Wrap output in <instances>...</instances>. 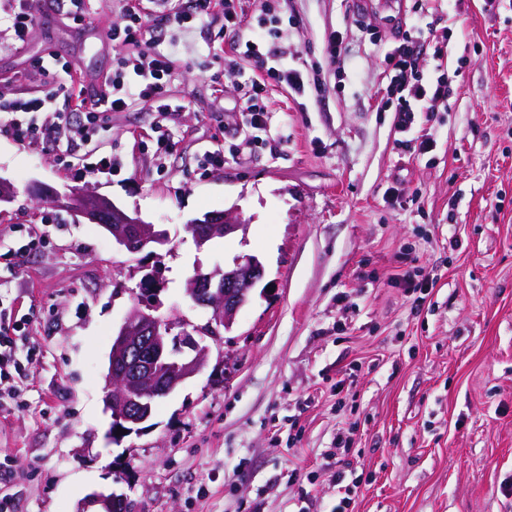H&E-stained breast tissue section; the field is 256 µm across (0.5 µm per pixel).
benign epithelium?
Segmentation results:
<instances>
[{"label":"benign epithelium","instance_id":"benign-epithelium-1","mask_svg":"<svg viewBox=\"0 0 512 512\" xmlns=\"http://www.w3.org/2000/svg\"><path fill=\"white\" fill-rule=\"evenodd\" d=\"M30 193L100 225L112 242L128 253L168 242L165 232L91 190L61 194L51 187L35 185ZM192 224L200 247L216 237L246 232V226L231 212L207 214ZM264 276L263 265L252 256L238 259L231 266L217 265L207 273L196 272L188 280L186 293L194 304L210 308L212 314L205 326L194 328L192 333L185 329L173 333L174 323L153 314L148 302L133 309L113 334L105 374V406L111 412L113 440L140 431V425L152 418L162 398L206 368L210 347L204 338L216 340L220 331L232 329L237 313ZM90 503L98 507L97 512H131L126 494L115 491L95 493Z\"/></svg>","mask_w":512,"mask_h":512}]
</instances>
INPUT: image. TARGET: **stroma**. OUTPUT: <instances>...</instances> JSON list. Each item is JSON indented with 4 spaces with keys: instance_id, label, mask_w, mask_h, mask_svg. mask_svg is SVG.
Masks as SVG:
<instances>
[{
    "instance_id": "obj_1",
    "label": "stroma",
    "mask_w": 512,
    "mask_h": 512,
    "mask_svg": "<svg viewBox=\"0 0 512 512\" xmlns=\"http://www.w3.org/2000/svg\"><path fill=\"white\" fill-rule=\"evenodd\" d=\"M123 5L95 0L80 22L41 13L22 43L0 33V94L40 90L39 61L100 83ZM262 5L242 0L230 27L159 28L179 126L162 159L154 130L169 120L151 100L100 131L117 162L108 179L74 176L0 135V176L17 189L0 205V291L15 297L38 351L16 381L24 408L0 407V498L17 512H79L112 490L134 512H300L308 501L332 512L356 481L348 512H512V0L490 10L429 0L428 22L450 39V93L423 156L400 144L382 101L384 55L414 15L279 0L280 44L322 64L321 88L302 108L269 87L277 152L202 170L197 154L243 122L239 77L213 51L256 28ZM334 31L340 63L325 57ZM34 182L93 189L169 243L156 256L127 253L99 225L29 196ZM391 187L419 194L420 206L390 202ZM226 211L246 233L197 247L187 222ZM48 216L46 244L22 251ZM403 252L440 276L424 300L392 278ZM242 256L265 276L211 342L204 371L160 401L148 428L113 441L104 375L144 272L165 266L157 315L202 326L211 311L189 301L188 279Z\"/></svg>"
}]
</instances>
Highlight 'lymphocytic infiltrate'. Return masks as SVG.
Segmentation results:
<instances>
[{"label": "lymphocytic infiltrate", "instance_id": "f902f5d3", "mask_svg": "<svg viewBox=\"0 0 512 512\" xmlns=\"http://www.w3.org/2000/svg\"><path fill=\"white\" fill-rule=\"evenodd\" d=\"M152 3L158 24L180 29L209 22L218 15L229 25L237 17L238 0H194V11L189 15L181 12L176 0ZM143 11V0H126L122 22L107 32L113 47L122 51L108 82L92 89L88 96L77 97L76 87L81 80L67 67L46 85L42 94L0 95V134L32 145L44 155L71 159L80 175L111 177L115 161L111 152L97 148L99 130L112 113L125 111L135 101L159 96L173 77L168 55L158 49L155 37L142 23ZM415 31V37L404 39L384 57L388 80L385 95L394 106L396 132L407 135V148L424 155L434 147L424 128L437 120L439 104L448 99L444 71L448 43L437 40L430 24L417 23ZM276 39L275 32L262 30L234 41L224 55V65L229 70L249 71L240 109L247 116L243 141L255 147L273 142L261 104L269 83L287 87L299 98L305 96L309 85L306 65H284ZM130 45L135 48L131 54L126 51ZM74 100L85 113L79 123L71 120L66 108ZM25 325L13 299L0 295V383L13 380L24 370L18 349L26 340Z\"/></svg>", "mask_w": 512, "mask_h": 512}]
</instances>
